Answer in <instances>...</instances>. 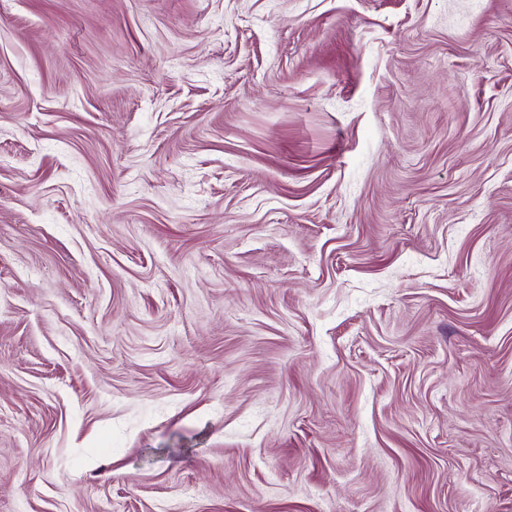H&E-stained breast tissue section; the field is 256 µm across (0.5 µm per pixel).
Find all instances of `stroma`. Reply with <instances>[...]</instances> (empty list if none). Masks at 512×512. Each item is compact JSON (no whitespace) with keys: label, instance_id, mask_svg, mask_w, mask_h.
I'll use <instances>...</instances> for the list:
<instances>
[{"label":"stroma","instance_id":"obj_1","mask_svg":"<svg viewBox=\"0 0 512 512\" xmlns=\"http://www.w3.org/2000/svg\"><path fill=\"white\" fill-rule=\"evenodd\" d=\"M0 512H512V0H0Z\"/></svg>","mask_w":512,"mask_h":512}]
</instances>
